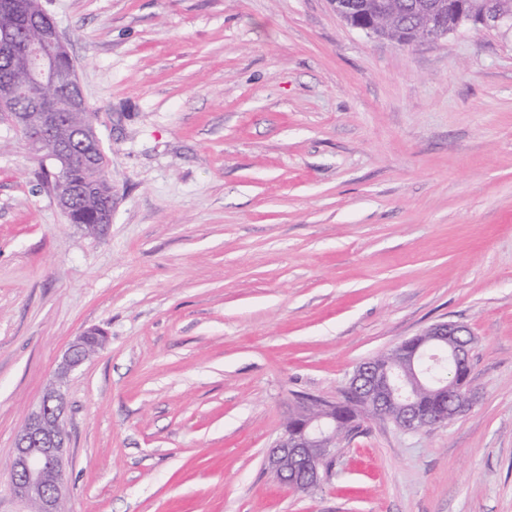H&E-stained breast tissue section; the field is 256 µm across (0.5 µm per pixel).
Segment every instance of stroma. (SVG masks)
Here are the masks:
<instances>
[{"mask_svg": "<svg viewBox=\"0 0 512 512\" xmlns=\"http://www.w3.org/2000/svg\"><path fill=\"white\" fill-rule=\"evenodd\" d=\"M110 157L69 223L0 121V512L74 339L62 512H512V33L407 46L332 0H42ZM467 326L468 411L364 421L320 484L268 470L298 396Z\"/></svg>", "mask_w": 512, "mask_h": 512, "instance_id": "35a3bbf8", "label": "stroma"}]
</instances>
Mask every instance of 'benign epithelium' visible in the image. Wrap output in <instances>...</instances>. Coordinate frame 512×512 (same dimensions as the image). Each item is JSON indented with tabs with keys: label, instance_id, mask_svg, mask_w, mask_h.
I'll use <instances>...</instances> for the list:
<instances>
[{
	"label": "benign epithelium",
	"instance_id": "1",
	"mask_svg": "<svg viewBox=\"0 0 512 512\" xmlns=\"http://www.w3.org/2000/svg\"><path fill=\"white\" fill-rule=\"evenodd\" d=\"M333 3L342 19L355 17L351 27L369 35H383L378 21L388 11L384 0H367L361 5L350 0ZM412 9L432 17L446 12L457 19L458 26L473 23L484 29L512 31V10L506 5L496 9L490 0H443L439 4L428 0ZM0 12L13 15L16 25L37 33L36 39L22 41L15 30L0 32V57L23 55L32 64L28 84H0V112L9 114L11 125L35 148L42 145L46 133L53 135L56 151L52 155L55 170L51 186L59 208L67 214L77 200L95 194L92 185L71 183L72 162L78 160L93 168L108 165L94 117L88 112L77 66L54 20L33 7L30 0H0ZM22 98L28 100L25 111L16 107ZM86 338L85 334L79 336L69 347L56 382L46 389L15 438L11 483L35 512H61L59 485L67 450L66 400L61 385L89 357ZM471 344L472 334L467 327L453 322L434 324L423 333L414 351L402 348L393 352L385 367L366 361L359 364L343 392L361 410L396 407L400 411L398 426L408 432L447 424L470 407L471 371L467 366ZM429 349L433 351L429 356L433 364L448 362V375L431 384L440 409V414L431 419L417 412V393L426 383L421 359ZM338 423L342 420L336 419V403L303 398L269 450L267 464L275 477L300 491L319 485L322 460L335 452Z\"/></svg>",
	"mask_w": 512,
	"mask_h": 512
}]
</instances>
